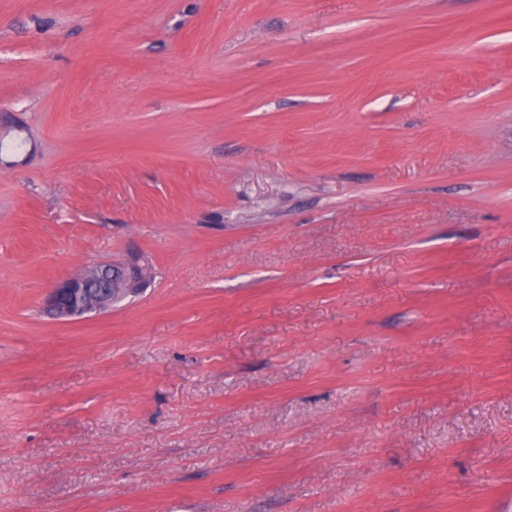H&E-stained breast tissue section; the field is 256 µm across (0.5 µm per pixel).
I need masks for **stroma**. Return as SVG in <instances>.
<instances>
[{
	"mask_svg": "<svg viewBox=\"0 0 512 512\" xmlns=\"http://www.w3.org/2000/svg\"><path fill=\"white\" fill-rule=\"evenodd\" d=\"M0 512H512V0H0ZM150 270L141 258L98 264L58 282L43 310L64 322L100 314L142 294L150 284Z\"/></svg>",
	"mask_w": 512,
	"mask_h": 512,
	"instance_id": "obj_1",
	"label": "stroma"
}]
</instances>
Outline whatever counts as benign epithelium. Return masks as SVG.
Masks as SVG:
<instances>
[{
  "mask_svg": "<svg viewBox=\"0 0 512 512\" xmlns=\"http://www.w3.org/2000/svg\"><path fill=\"white\" fill-rule=\"evenodd\" d=\"M150 281V266L140 258L98 264L58 282L43 310L54 320L75 321L139 296Z\"/></svg>",
  "mask_w": 512,
  "mask_h": 512,
  "instance_id": "1",
  "label": "benign epithelium"
}]
</instances>
